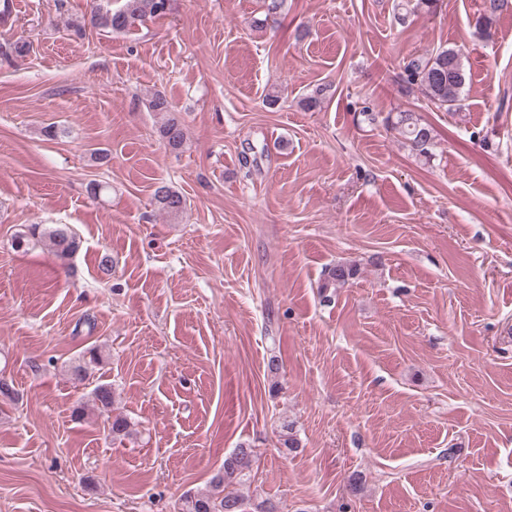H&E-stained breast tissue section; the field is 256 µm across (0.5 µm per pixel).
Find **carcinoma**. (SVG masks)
<instances>
[{
  "label": "carcinoma",
  "instance_id": "obj_1",
  "mask_svg": "<svg viewBox=\"0 0 512 512\" xmlns=\"http://www.w3.org/2000/svg\"><path fill=\"white\" fill-rule=\"evenodd\" d=\"M169 9V0H127L125 9L115 12L102 11L94 6L90 11L92 26L109 29L116 33L131 29L136 23L147 18L164 15ZM512 9V0H483V24L489 26L497 16ZM30 44L23 38L0 45V56L6 60H18L28 56ZM402 80L409 86H416L431 103L447 112L456 110L462 101L466 84V73L462 53L454 47H439L432 52L412 57L401 65ZM148 110L162 115L158 128L164 146L176 151L185 141L184 124L178 112L161 92H155L148 100ZM385 122L398 130L408 147L416 155L427 158L432 144V129L421 122L410 110L388 115ZM153 204L156 209L169 216H178L186 208V199L167 185L154 190ZM42 244L67 261L77 252L79 238L66 224L45 228L41 224H29L18 232L14 245L18 249ZM359 269L355 264H336L328 268L321 288H337L356 278ZM97 348L84 352L83 362L70 368L69 380L81 384L89 377V366L97 363ZM93 402L99 413L105 417L109 434L114 440L130 435L131 423L121 415H112L114 396L108 384L96 386L92 392ZM254 461L250 447L239 446L224 458L222 469L212 478L211 489L184 496L183 512H243V499L237 486L248 477Z\"/></svg>",
  "mask_w": 512,
  "mask_h": 512
}]
</instances>
